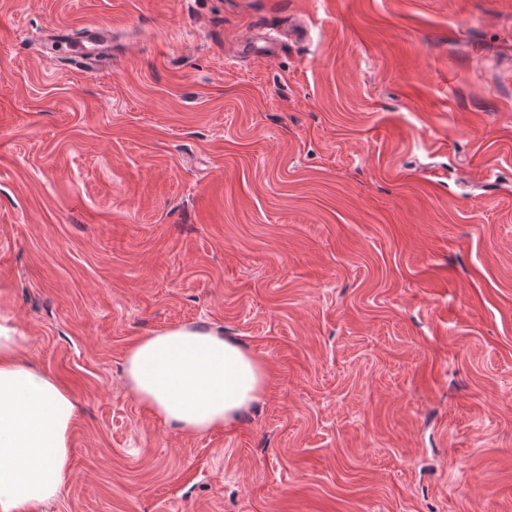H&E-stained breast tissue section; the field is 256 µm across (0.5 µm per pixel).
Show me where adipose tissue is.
I'll return each mask as SVG.
<instances>
[{
  "instance_id": "obj_1",
  "label": "adipose tissue",
  "mask_w": 512,
  "mask_h": 512,
  "mask_svg": "<svg viewBox=\"0 0 512 512\" xmlns=\"http://www.w3.org/2000/svg\"><path fill=\"white\" fill-rule=\"evenodd\" d=\"M29 338L0 312V512H38L53 501L72 465V391L20 363ZM127 384L155 415L194 434L229 424L258 401L267 370L212 331L172 327L127 351Z\"/></svg>"
}]
</instances>
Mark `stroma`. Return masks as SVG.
Masks as SVG:
<instances>
[{
	"mask_svg": "<svg viewBox=\"0 0 512 512\" xmlns=\"http://www.w3.org/2000/svg\"><path fill=\"white\" fill-rule=\"evenodd\" d=\"M1 309L41 512H512V0H0ZM181 325L268 369L203 435L126 384ZM29 337L0 312V512H35L70 475L72 391L23 365Z\"/></svg>",
	"mask_w": 512,
	"mask_h": 512,
	"instance_id": "obj_1",
	"label": "stroma"
}]
</instances>
